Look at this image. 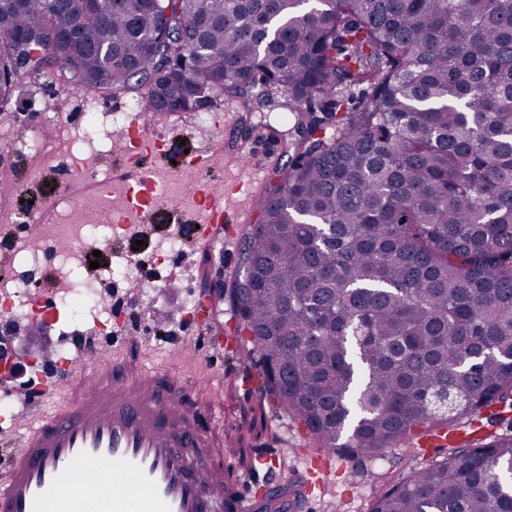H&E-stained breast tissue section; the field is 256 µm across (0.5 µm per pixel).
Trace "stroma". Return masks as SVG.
<instances>
[{
  "instance_id": "35a3bbf8",
  "label": "stroma",
  "mask_w": 512,
  "mask_h": 512,
  "mask_svg": "<svg viewBox=\"0 0 512 512\" xmlns=\"http://www.w3.org/2000/svg\"><path fill=\"white\" fill-rule=\"evenodd\" d=\"M136 107L134 94L88 90L60 81L23 84L8 98H0V225L39 216L53 203L63 209L85 204L89 190L76 180L75 163H84L87 171L100 176L124 168L122 130ZM252 124L247 134L237 125L218 135L212 121L199 120L194 112L150 113V132L165 146L155 158L159 169L171 167L204 142L238 152L236 163L226 164L219 157L197 170L196 176L202 181L215 174L226 178L228 206L245 208L246 222L231 224L232 241L201 245L192 233L179 231L170 212H157L140 228L143 247L133 249L132 239L117 232L102 248L99 268L85 264L71 275L72 300H85L90 310L105 304L106 283L118 289L126 284L121 275L103 277L105 269L117 267L121 259L137 263V278H150V286L113 311L109 323L90 318L74 323L71 307L57 304L55 294L45 291L40 295V310L49 315L52 326L73 323L85 336L111 331L113 357L132 368L157 367L174 377L195 380L191 404L197 425L208 435L209 453H223L228 445L244 449L253 458L272 453L277 457V472L289 479L302 476L304 457L319 450V442L269 394L255 397L247 392L246 377H262L256 353L243 344L216 359L209 336L189 317L192 306L205 299L218 306L215 328L225 329L236 321L230 296L235 277L224 272L225 254L243 249L257 225L264 190L275 183L277 168L287 161L283 135L294 120L277 109L254 113ZM39 132L49 138L57 133L69 135L72 155L34 158L21 143ZM174 236L179 243L173 250L169 240ZM31 254L40 258L35 273L41 285L56 283L61 272L58 259L33 236L0 254L5 260L0 284L21 276L27 268L25 258ZM448 453L443 444L413 454L401 442L371 458L340 453V468L323 489L315 491L312 512H370L391 475L438 463Z\"/></svg>"
}]
</instances>
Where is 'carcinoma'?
I'll return each instance as SVG.
<instances>
[{
	"mask_svg": "<svg viewBox=\"0 0 512 512\" xmlns=\"http://www.w3.org/2000/svg\"><path fill=\"white\" fill-rule=\"evenodd\" d=\"M32 29L48 80L149 112L205 89L243 122L294 116L232 304L266 392L323 447L371 457L507 404L512 0H0V33ZM371 512H512V435L398 478Z\"/></svg>",
	"mask_w": 512,
	"mask_h": 512,
	"instance_id": "1",
	"label": "carcinoma"
}]
</instances>
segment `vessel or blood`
Returning <instances> with one entry per match:
<instances>
[{
	"label": "vessel or blood",
	"instance_id": "vessel-or-blood-1",
	"mask_svg": "<svg viewBox=\"0 0 512 512\" xmlns=\"http://www.w3.org/2000/svg\"><path fill=\"white\" fill-rule=\"evenodd\" d=\"M144 127V113L136 112L123 134L126 151L139 156L138 188L128 194L130 225L156 211ZM190 195L200 215L179 212L175 220L210 240L226 221L224 194L194 181ZM127 370L108 348L89 341L45 370L39 397L22 399L11 415L16 421L28 414L31 423L11 436L16 450L0 478V512H301L311 494L308 480L281 481L263 455L256 459V488L234 493V479L219 478V465L199 451L205 437L185 418L183 382L142 368L130 388L121 381ZM69 381L79 382L82 394L58 404Z\"/></svg>",
	"mask_w": 512,
	"mask_h": 512
}]
</instances>
